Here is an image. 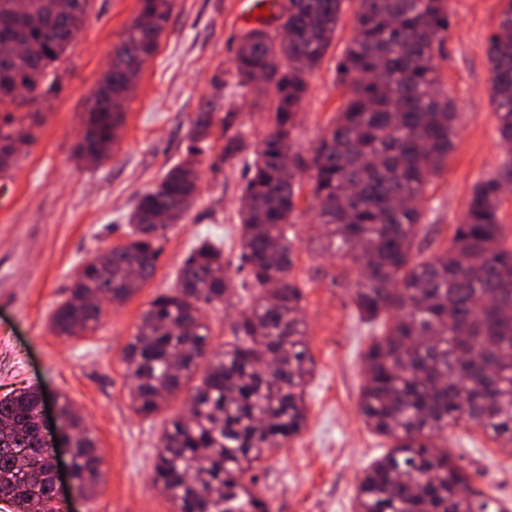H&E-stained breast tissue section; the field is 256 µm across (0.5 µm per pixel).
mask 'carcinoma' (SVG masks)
I'll list each match as a JSON object with an SVG mask.
<instances>
[{"label":"carcinoma","mask_w":512,"mask_h":512,"mask_svg":"<svg viewBox=\"0 0 512 512\" xmlns=\"http://www.w3.org/2000/svg\"><path fill=\"white\" fill-rule=\"evenodd\" d=\"M91 0H0V171L31 139L14 113L61 81L64 56L84 24ZM138 17L110 64L86 115L76 154L106 158L118 139L128 69L156 51L170 0H141ZM354 36L336 63L349 82L342 109L312 154L294 149L307 76L336 40L344 5ZM449 0H288L277 21L288 38L258 26L233 59L240 87L256 94V74L274 86L272 131L248 163L239 213V265L258 296L230 326L224 349L208 348L206 310L232 296L224 250L207 241L184 257L179 285L157 295L140 316L124 363L133 381L135 413L149 416L196 381L187 399L191 417L162 432L150 474L177 512H272L258 472L307 422L304 385L312 358L301 318L303 294L293 281L297 234L292 216L304 175L312 181L315 223L309 238L355 277L349 296L368 321L386 317L381 337L364 354L361 413L391 450L358 477L356 512H507L476 492L438 440L461 421L496 442L512 441V230L501 197L512 190V160L472 188L446 248L415 251L427 211L428 183L448 164L459 112L442 90L436 64L451 26ZM491 97L501 137L512 142V0H504L487 43ZM382 72L389 84L369 74ZM215 108L202 110L186 157L143 194L131 215L129 243L112 248L106 266L82 268L55 310L52 330L73 338L93 330L104 308L98 294L125 301L154 273L167 228L193 206L199 191L197 143L211 133ZM245 146L227 137L221 158ZM166 215L162 224L156 214ZM41 394L26 390L0 399V500L51 507L50 461L37 435ZM75 432L72 472L89 496L103 479L96 440L65 394L56 396Z\"/></svg>","instance_id":"carcinoma-1"}]
</instances>
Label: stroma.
<instances>
[{"mask_svg":"<svg viewBox=\"0 0 512 512\" xmlns=\"http://www.w3.org/2000/svg\"><path fill=\"white\" fill-rule=\"evenodd\" d=\"M237 0H172L156 53L142 66L123 104L124 120L110 156L79 161L74 148L112 49L139 13L140 0H91L84 25L66 53L58 91L15 117L32 138L0 189V398L25 389L46 398L67 394L102 455L104 480L79 512H175L150 480L158 438L185 410L184 396L151 417L134 412L123 361L139 317L150 301L176 284L183 258L209 238L225 260L239 253L245 159L220 160L223 130H246L248 150L269 134L268 102L236 85L232 58L248 25ZM450 33L437 58L443 87L460 114L446 169L426 187L431 219L422 245L430 253L452 237L474 182L507 156L490 95L487 37L497 29L503 0H451ZM354 34L351 15L339 26L334 53L309 77L294 147L310 153L345 100L336 78L337 50ZM215 107L217 119L202 156L199 193L180 223L171 225L153 277L125 302L106 307L96 329L64 340L50 327L83 266L130 239V216L145 192L186 155L197 112ZM339 260L317 244H295L292 275L303 292L302 316L312 373L306 386L307 423L278 449L261 476L275 512H354L363 469L392 442L368 428L360 414L362 354L372 333L358 318L348 290L330 276ZM230 302L208 309L210 349H220L230 323L252 301L254 288L229 270ZM443 448L464 467L473 486L512 504V451L480 428H449Z\"/></svg>","mask_w":512,"mask_h":512,"instance_id":"1","label":"stroma"}]
</instances>
